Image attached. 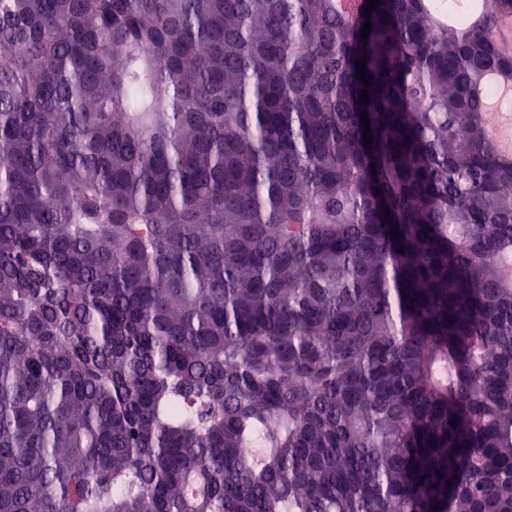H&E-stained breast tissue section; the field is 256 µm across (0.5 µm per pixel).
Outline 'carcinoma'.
<instances>
[{
    "label": "carcinoma",
    "mask_w": 512,
    "mask_h": 512,
    "mask_svg": "<svg viewBox=\"0 0 512 512\" xmlns=\"http://www.w3.org/2000/svg\"><path fill=\"white\" fill-rule=\"evenodd\" d=\"M369 4L0 0V512H512V0Z\"/></svg>",
    "instance_id": "obj_1"
}]
</instances>
